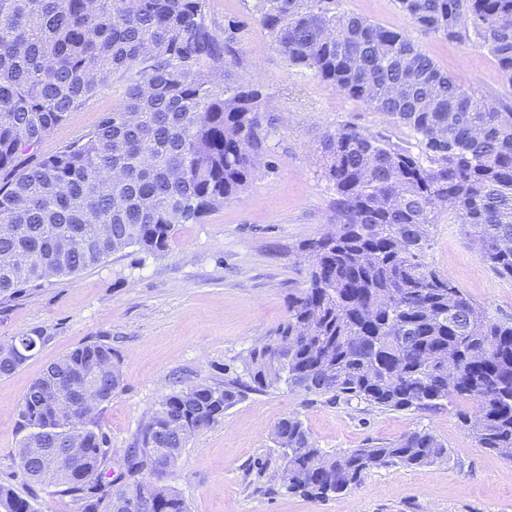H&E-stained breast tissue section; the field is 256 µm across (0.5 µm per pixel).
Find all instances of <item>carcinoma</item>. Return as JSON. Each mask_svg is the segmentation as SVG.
<instances>
[{"instance_id": "cac0c4a2", "label": "carcinoma", "mask_w": 512, "mask_h": 512, "mask_svg": "<svg viewBox=\"0 0 512 512\" xmlns=\"http://www.w3.org/2000/svg\"><path fill=\"white\" fill-rule=\"evenodd\" d=\"M410 26L449 42L477 39L512 86V0H395ZM207 0H0V295L67 277L136 247L160 256L175 227L196 224L238 195L267 138L261 92L224 84L237 60V28L217 31ZM260 25L289 63L411 128L414 154L344 125L325 135L324 177L335 192L336 233L304 244L308 287L288 293V319L250 351L248 388L281 382L343 394L391 410H430L451 397L478 445L512 459V323L482 313L454 281L422 259L429 226L448 215L479 259L512 280V106L478 98L408 31L336 12V0H255ZM121 102L53 155L18 165L115 76ZM67 237L60 251L54 242ZM37 332L0 342V377L20 368L16 348ZM112 347L89 343L47 366L24 394L18 466L54 484L77 512H113L141 497L190 439L224 419L234 384L186 385L159 403L112 479V449L99 408L122 389ZM81 375L101 400L79 421L59 414ZM171 421L182 433L166 430ZM81 436L78 474L57 462ZM285 488L326 501L371 469L448 459L431 432L329 455L296 417L279 421ZM153 512H188L181 493L157 486ZM0 512H34L0 485Z\"/></svg>"}]
</instances>
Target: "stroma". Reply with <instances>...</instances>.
<instances>
[{"label": "stroma", "mask_w": 512, "mask_h": 512, "mask_svg": "<svg viewBox=\"0 0 512 512\" xmlns=\"http://www.w3.org/2000/svg\"><path fill=\"white\" fill-rule=\"evenodd\" d=\"M208 4L207 18L216 29H238L240 61L227 65L228 80L258 85L272 105L261 164L223 208L200 223L176 226L165 255L128 248L77 275L0 296V342L32 331L44 338L20 369L0 378V484L12 486L35 512H76L70 497L29 482L16 465L23 436L18 411L49 364L97 341L111 346L123 380L100 410L116 473L141 427L178 383L243 385L223 421L195 436L174 467L152 478L181 491L189 512H512V461L478 447L463 427L458 414L471 410L468 400L455 398L434 411H399L284 384L263 392L246 389L250 350L287 319L289 289L306 284L303 243L332 227L324 136L351 124L413 152L418 142L408 126L290 65L258 23L254 0ZM414 38L476 96L512 101V85L478 43H450L419 32ZM123 92V80L112 79L36 149L20 155V162L52 155L88 132ZM423 258L491 318L512 321V281L480 261L462 225H431ZM289 416L300 419L331 455L427 429L450 457L424 468L371 470L327 501L300 497L273 477L281 460L272 432Z\"/></svg>", "instance_id": "35a3bbf8"}]
</instances>
